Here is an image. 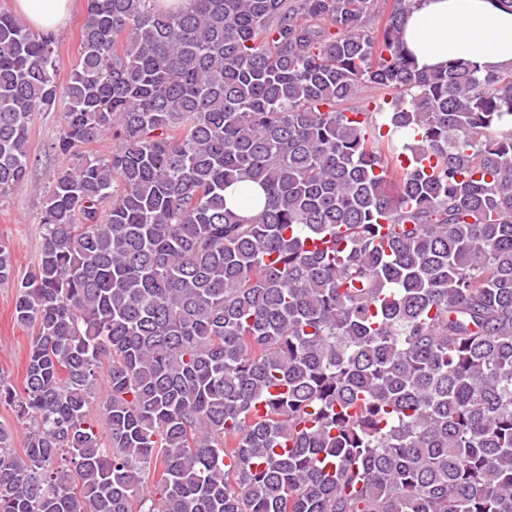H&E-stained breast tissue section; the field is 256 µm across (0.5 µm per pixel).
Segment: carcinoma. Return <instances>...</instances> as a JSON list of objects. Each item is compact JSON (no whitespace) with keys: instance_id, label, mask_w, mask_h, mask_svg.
I'll return each instance as SVG.
<instances>
[{"instance_id":"carcinoma-1","label":"carcinoma","mask_w":512,"mask_h":512,"mask_svg":"<svg viewBox=\"0 0 512 512\" xmlns=\"http://www.w3.org/2000/svg\"><path fill=\"white\" fill-rule=\"evenodd\" d=\"M372 2L88 0L64 87L0 11V196L59 100L75 160L17 283L0 512H512V69L420 70L410 0ZM12 433L13 452L17 456L24 457L26 449L25 430L18 423L14 408L6 403H0V427Z\"/></svg>"}]
</instances>
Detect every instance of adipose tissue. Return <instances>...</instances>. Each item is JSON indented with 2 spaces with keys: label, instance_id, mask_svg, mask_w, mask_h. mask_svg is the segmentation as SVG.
Wrapping results in <instances>:
<instances>
[{
  "label": "adipose tissue",
  "instance_id": "obj_1",
  "mask_svg": "<svg viewBox=\"0 0 512 512\" xmlns=\"http://www.w3.org/2000/svg\"><path fill=\"white\" fill-rule=\"evenodd\" d=\"M37 29L51 31L68 17L71 0H16ZM404 41L418 68L464 59L480 73L512 68V9L499 0H413Z\"/></svg>",
  "mask_w": 512,
  "mask_h": 512
}]
</instances>
